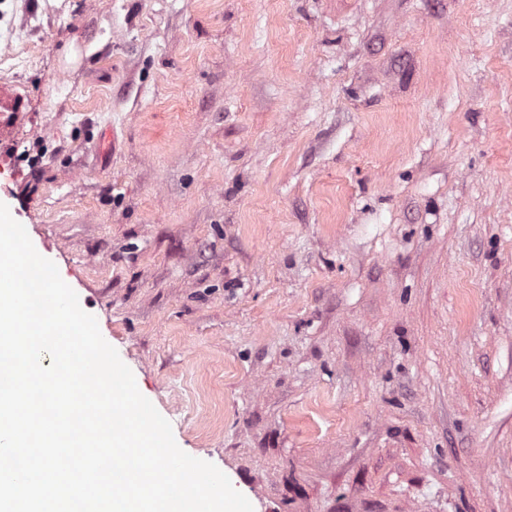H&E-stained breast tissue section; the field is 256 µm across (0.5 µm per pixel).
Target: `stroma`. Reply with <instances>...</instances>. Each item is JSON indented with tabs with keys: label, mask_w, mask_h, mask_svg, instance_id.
<instances>
[{
	"label": "stroma",
	"mask_w": 512,
	"mask_h": 512,
	"mask_svg": "<svg viewBox=\"0 0 512 512\" xmlns=\"http://www.w3.org/2000/svg\"><path fill=\"white\" fill-rule=\"evenodd\" d=\"M0 202L254 512H512V0H0ZM28 42L27 26L16 24L14 20L6 21L3 25L0 23V44L4 49H11L20 46L26 49Z\"/></svg>",
	"instance_id": "1"
}]
</instances>
